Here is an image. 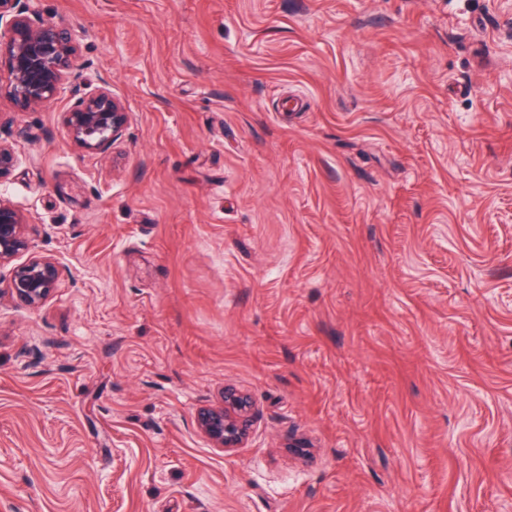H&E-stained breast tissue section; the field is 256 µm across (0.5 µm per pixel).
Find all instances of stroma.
<instances>
[{
  "instance_id": "stroma-1",
  "label": "stroma",
  "mask_w": 512,
  "mask_h": 512,
  "mask_svg": "<svg viewBox=\"0 0 512 512\" xmlns=\"http://www.w3.org/2000/svg\"><path fill=\"white\" fill-rule=\"evenodd\" d=\"M30 6L82 79L0 93L64 268L0 300V512H512V0ZM227 385L230 452L194 428ZM126 122L123 105L102 86L78 100L67 112L65 125L75 147L104 153L121 137ZM250 397L233 387H224L222 402L197 410V430L215 447L237 448L245 439L251 421Z\"/></svg>"
}]
</instances>
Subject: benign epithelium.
Returning a JSON list of instances; mask_svg holds the SVG:
<instances>
[{
    "label": "benign epithelium",
    "instance_id": "7a95c632",
    "mask_svg": "<svg viewBox=\"0 0 512 512\" xmlns=\"http://www.w3.org/2000/svg\"><path fill=\"white\" fill-rule=\"evenodd\" d=\"M1 44L9 56L5 93L21 110L49 105L80 77L73 62L71 35L31 10L28 0H0ZM126 122L123 105L102 86L78 100L67 113L65 125L75 147L104 153L121 137ZM16 163L13 149L0 143V181ZM28 226V216L0 195V269L11 266L0 298L6 294L36 309L55 292L61 266L52 256L34 252ZM22 255L26 260L16 263ZM251 411L247 394L226 387L219 405L197 410L195 425L214 447L236 448L247 435Z\"/></svg>",
    "mask_w": 512,
    "mask_h": 512
}]
</instances>
